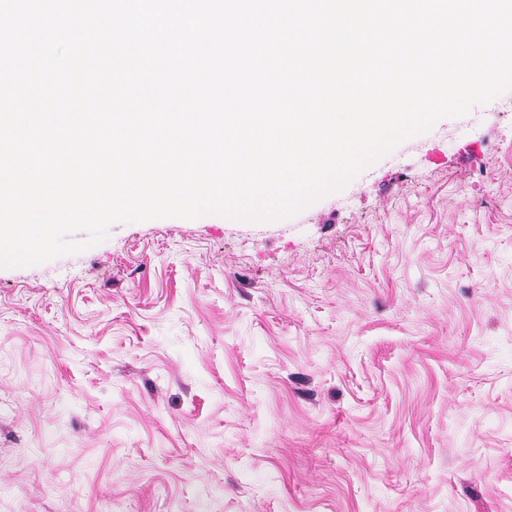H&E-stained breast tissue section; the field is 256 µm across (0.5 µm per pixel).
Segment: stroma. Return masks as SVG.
Instances as JSON below:
<instances>
[{
  "label": "stroma",
  "mask_w": 512,
  "mask_h": 512,
  "mask_svg": "<svg viewBox=\"0 0 512 512\" xmlns=\"http://www.w3.org/2000/svg\"><path fill=\"white\" fill-rule=\"evenodd\" d=\"M505 106L273 224L0 269V512H512Z\"/></svg>",
  "instance_id": "stroma-1"
}]
</instances>
